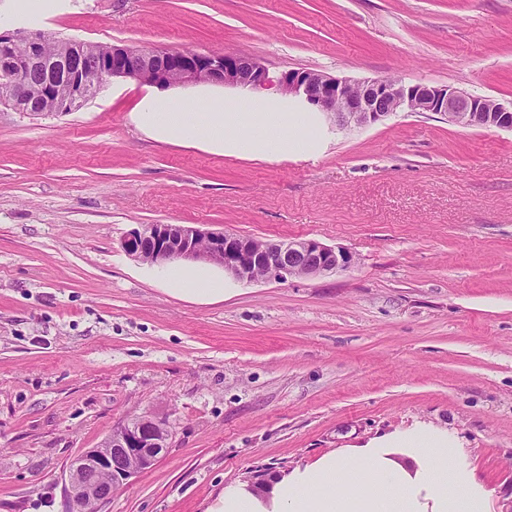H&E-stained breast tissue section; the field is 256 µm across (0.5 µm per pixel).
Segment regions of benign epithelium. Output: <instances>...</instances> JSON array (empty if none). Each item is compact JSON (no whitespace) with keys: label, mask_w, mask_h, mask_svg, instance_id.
Wrapping results in <instances>:
<instances>
[{"label":"benign epithelium","mask_w":512,"mask_h":512,"mask_svg":"<svg viewBox=\"0 0 512 512\" xmlns=\"http://www.w3.org/2000/svg\"><path fill=\"white\" fill-rule=\"evenodd\" d=\"M24 37L26 55L0 52V104L29 115L36 110L28 100V76L38 69L43 74L44 93L63 96V111L80 107L105 82L122 78L161 88L213 84L258 92L275 86L342 130L367 127L398 112H431L456 126L512 131V104L447 85L409 83L395 77L351 80L300 69L272 77L259 61L240 54L131 46H114L109 55L90 58L76 68L71 60L83 55V43L69 41L63 52L50 55L44 50V36L26 31ZM121 246L142 262L164 266L179 260H202L246 281L285 282L290 277L336 273L351 264L347 252L315 240L273 243L204 232L185 224H145L132 230ZM157 424L152 418L138 417L122 425L103 446L73 458L65 487L68 512L103 508L112 500L117 485L155 465L167 451V441L155 430Z\"/></svg>","instance_id":"1"}]
</instances>
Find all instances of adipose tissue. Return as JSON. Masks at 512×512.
<instances>
[{
    "instance_id": "ef3b65f1",
    "label": "adipose tissue",
    "mask_w": 512,
    "mask_h": 512,
    "mask_svg": "<svg viewBox=\"0 0 512 512\" xmlns=\"http://www.w3.org/2000/svg\"><path fill=\"white\" fill-rule=\"evenodd\" d=\"M137 123L165 138L203 144L244 157L285 156L296 149L284 113L253 103L218 102L202 112L163 99L137 113ZM163 277L179 292L223 296L222 279L174 266ZM410 458L413 469L401 465ZM206 512H492L456 438L417 427L389 441L332 453L273 481L262 495L249 483L226 487Z\"/></svg>"
}]
</instances>
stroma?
Masks as SVG:
<instances>
[{
    "instance_id": "stroma-1",
    "label": "stroma",
    "mask_w": 512,
    "mask_h": 512,
    "mask_svg": "<svg viewBox=\"0 0 512 512\" xmlns=\"http://www.w3.org/2000/svg\"><path fill=\"white\" fill-rule=\"evenodd\" d=\"M0 29L512 102V0H0ZM151 96L254 97L116 79L66 113L0 107V512H66L71 460L141 415L168 451L105 512H205L416 424L454 433L512 512V131L400 112L338 132L269 90L298 150L247 158L145 132ZM144 224L353 261L285 282L211 264L230 294L197 302L122 249Z\"/></svg>"
}]
</instances>
